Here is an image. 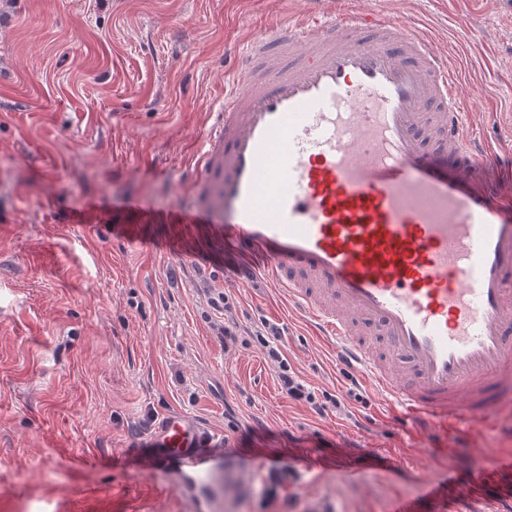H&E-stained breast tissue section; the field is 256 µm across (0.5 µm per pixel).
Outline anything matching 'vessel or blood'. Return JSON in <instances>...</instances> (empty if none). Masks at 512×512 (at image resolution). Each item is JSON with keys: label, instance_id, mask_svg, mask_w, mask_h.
<instances>
[{"label": "vessel or blood", "instance_id": "vessel-or-blood-1", "mask_svg": "<svg viewBox=\"0 0 512 512\" xmlns=\"http://www.w3.org/2000/svg\"><path fill=\"white\" fill-rule=\"evenodd\" d=\"M229 74L167 223L263 257L259 276L403 422L454 434L511 408L512 189L475 173L494 146L466 121L454 52L413 20L307 0ZM154 440L138 467L181 512H223L246 482L185 412Z\"/></svg>", "mask_w": 512, "mask_h": 512}]
</instances>
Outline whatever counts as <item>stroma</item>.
<instances>
[{
    "mask_svg": "<svg viewBox=\"0 0 512 512\" xmlns=\"http://www.w3.org/2000/svg\"><path fill=\"white\" fill-rule=\"evenodd\" d=\"M302 0H0V512H180L159 474L140 472L155 424L181 410L248 461L286 457L270 486L251 475L231 512H512V413L461 460L427 451L439 434L392 420L381 394L335 354L240 256L184 224H126L112 203L161 215L183 193L227 68ZM386 15L430 24L468 77L472 119L512 139V0H377ZM96 198L100 220L63 224ZM193 253L182 263L175 250ZM228 303H220L219 294ZM273 325L317 401L283 393L258 343L225 351V311ZM497 470L469 499L472 473Z\"/></svg>",
    "mask_w": 512,
    "mask_h": 512,
    "instance_id": "obj_1",
    "label": "stroma"
}]
</instances>
